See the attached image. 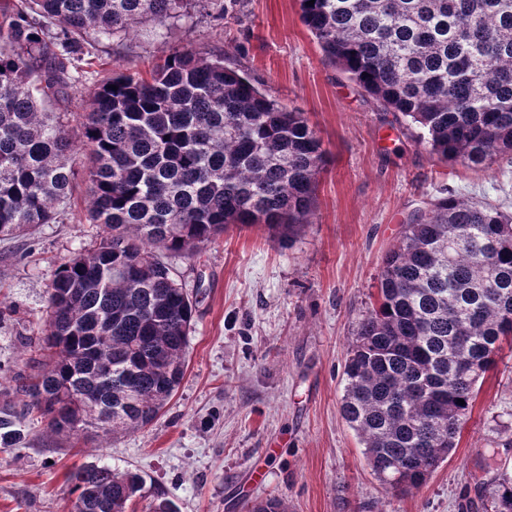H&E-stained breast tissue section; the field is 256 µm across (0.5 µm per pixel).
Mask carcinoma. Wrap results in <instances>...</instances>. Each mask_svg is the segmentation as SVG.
Segmentation results:
<instances>
[{
	"label": "carcinoma",
	"instance_id": "cac0c4a2",
	"mask_svg": "<svg viewBox=\"0 0 512 512\" xmlns=\"http://www.w3.org/2000/svg\"><path fill=\"white\" fill-rule=\"evenodd\" d=\"M334 63L462 166L512 156V0H298ZM184 0H0V238L56 224L87 153L86 220L99 243L70 256L48 291L47 327L28 343L49 368L0 406V447L38 410L56 434H115L163 411L185 368L193 304L165 253L193 254L231 226L293 236L308 223L326 151L302 112L264 95L217 55L178 51L149 76L111 75L70 134L38 101L67 94L87 47ZM57 29L50 35L51 29ZM117 89H112V86ZM512 335V216L450 194L414 215L388 252L376 307L345 363L343 416L390 490L423 487L447 460L479 379ZM112 366L107 383L97 377ZM464 404H457V400ZM71 512H126L137 473L88 465ZM512 512V478L494 494ZM249 512H288L271 496Z\"/></svg>",
	"mask_w": 512,
	"mask_h": 512
}]
</instances>
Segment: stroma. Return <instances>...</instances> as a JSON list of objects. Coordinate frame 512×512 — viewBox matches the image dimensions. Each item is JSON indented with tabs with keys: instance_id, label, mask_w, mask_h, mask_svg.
<instances>
[{
	"instance_id": "35a3bbf8",
	"label": "stroma",
	"mask_w": 512,
	"mask_h": 512,
	"mask_svg": "<svg viewBox=\"0 0 512 512\" xmlns=\"http://www.w3.org/2000/svg\"><path fill=\"white\" fill-rule=\"evenodd\" d=\"M88 41L127 74L178 50L222 53L225 66L304 112L329 163L293 242L233 227L195 255L168 256L194 302L176 393L153 423L115 436L56 435L27 415L22 443L0 452V512H71L72 475L92 464L142 476L127 512H149L159 497L177 512H247L273 495L289 512H491L498 477L512 474V336L478 381L454 450L418 491L398 495L376 478L340 399L350 344L405 224L451 193L512 213V163L432 156L409 119L325 58L298 0H188L177 18ZM101 80L84 74L49 112L75 130ZM88 195L77 178L59 223L0 240V402L11 373L28 370L24 343L45 331L59 265L96 244Z\"/></svg>"
}]
</instances>
